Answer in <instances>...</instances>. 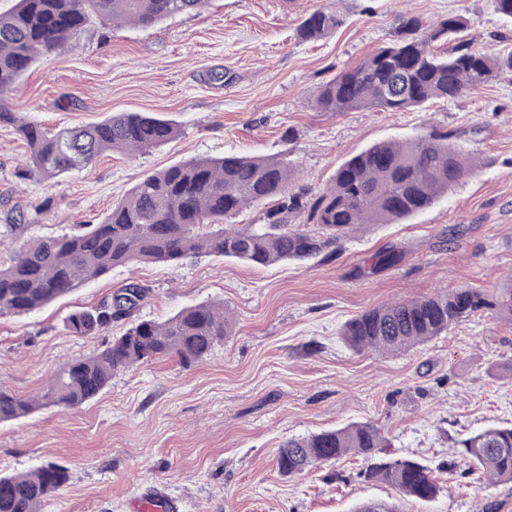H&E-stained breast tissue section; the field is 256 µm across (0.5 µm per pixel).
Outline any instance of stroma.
<instances>
[{
  "label": "stroma",
  "mask_w": 512,
  "mask_h": 512,
  "mask_svg": "<svg viewBox=\"0 0 512 512\" xmlns=\"http://www.w3.org/2000/svg\"><path fill=\"white\" fill-rule=\"evenodd\" d=\"M329 2L210 0L148 29L97 23L20 80L13 110L49 128L116 112H150L179 128L172 142L136 156L27 182L18 176L26 148L0 127V225L24 213L28 239L98 223L143 175L191 158L285 152L299 181L318 189L361 149L435 130L454 133L476 161L432 208L365 226L312 262L134 263L40 311L0 318V383L23 396L100 348L105 336L73 333L68 317L126 285L150 290L134 320L163 321L212 301L232 321L223 345L192 368L150 360L82 406L0 422V473L47 459L68 470L40 512H129V500L155 483L180 498V512H352L361 500L396 497L360 479L367 462L359 455L301 476L278 470L289 437L352 422L380 428L390 455L432 468L440 494L407 503L408 512H481L488 503L512 512V483L476 482L452 466L467 433L512 423V323L477 313L396 356L358 353L341 339L345 322L390 301L512 286V75L423 109L315 106L325 82L393 38L397 13L429 24L463 15L466 39L491 53L512 50V22L491 0H339L342 25L301 39L304 18ZM389 246L401 261L373 270Z\"/></svg>",
  "instance_id": "obj_1"
}]
</instances>
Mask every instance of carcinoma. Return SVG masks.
Segmentation results:
<instances>
[{
  "label": "carcinoma",
  "instance_id": "obj_1",
  "mask_svg": "<svg viewBox=\"0 0 512 512\" xmlns=\"http://www.w3.org/2000/svg\"><path fill=\"white\" fill-rule=\"evenodd\" d=\"M206 0H16L0 12V126L24 142L23 180H51L106 152L131 154L168 144L178 135L166 119L120 112L87 125L50 131L9 108L6 98L40 59L64 49L93 21L152 27L202 8ZM341 15L329 8L309 14L298 32L314 39L336 30ZM460 14L436 25L417 16L397 18L395 39L353 68L327 81L316 98L322 112L422 108L453 101L512 74V51L487 53L459 40L437 52L433 43L467 27ZM431 132L417 139L382 141L349 158L331 183L313 191L294 183L288 153L224 155L178 162L145 175L99 223L60 236L22 240L18 224L0 225V317L26 315L63 299L112 269L133 262L174 263L207 254L253 266L307 261L341 247L365 224H397L448 195L471 171L474 159ZM262 208L260 223L234 224L247 208ZM149 289L132 284L91 310L69 317L70 329L92 335L132 317ZM512 321V287L493 300L477 288L402 300L366 310L345 323L342 340L354 351L396 355L448 331L474 312ZM224 306L203 302L169 319L135 322L95 354L65 362L37 397L0 384V421L40 408L86 403L118 372L148 360L174 357L186 369L203 362L229 335ZM465 473L490 483H512V425H490L457 441ZM385 437L368 422L292 437L280 446L277 466L299 475L349 453L369 460L359 476L396 488L401 502L370 499L354 512H406L403 502H431L440 487L431 468L383 453ZM69 479L51 460L22 473L0 475V512H39L43 500Z\"/></svg>",
  "mask_w": 512,
  "mask_h": 512
}]
</instances>
